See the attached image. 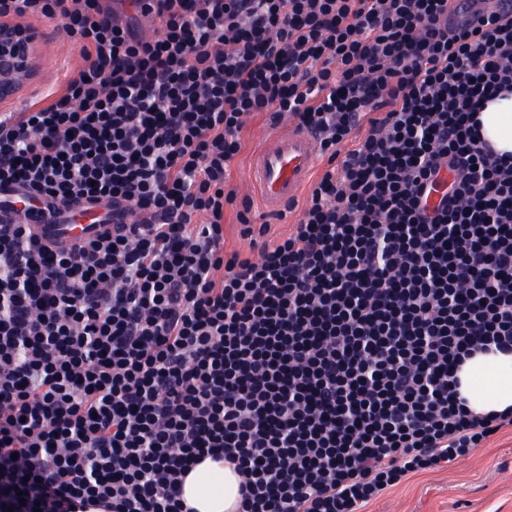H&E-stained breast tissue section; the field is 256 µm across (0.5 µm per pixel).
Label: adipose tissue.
Instances as JSON below:
<instances>
[{
  "instance_id": "obj_1",
  "label": "adipose tissue",
  "mask_w": 512,
  "mask_h": 512,
  "mask_svg": "<svg viewBox=\"0 0 512 512\" xmlns=\"http://www.w3.org/2000/svg\"><path fill=\"white\" fill-rule=\"evenodd\" d=\"M480 117L482 134L498 151L512 153V95L486 105ZM458 391L469 409L483 414L512 407V353L482 351L456 373ZM240 476L213 459L193 468L183 483V498L195 512H234Z\"/></svg>"
}]
</instances>
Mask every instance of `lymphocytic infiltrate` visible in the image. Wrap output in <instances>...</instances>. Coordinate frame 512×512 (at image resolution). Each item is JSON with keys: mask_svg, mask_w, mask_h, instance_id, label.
I'll use <instances>...</instances> for the list:
<instances>
[{"mask_svg": "<svg viewBox=\"0 0 512 512\" xmlns=\"http://www.w3.org/2000/svg\"><path fill=\"white\" fill-rule=\"evenodd\" d=\"M449 2L0 0L80 57L0 114V186L130 218L68 252L0 221V512H187L206 457L238 512H366L512 428L455 375L512 352V156L479 133L512 18ZM257 115L323 162L275 240L230 182Z\"/></svg>", "mask_w": 512, "mask_h": 512, "instance_id": "obj_1", "label": "lymphocytic infiltrate"}]
</instances>
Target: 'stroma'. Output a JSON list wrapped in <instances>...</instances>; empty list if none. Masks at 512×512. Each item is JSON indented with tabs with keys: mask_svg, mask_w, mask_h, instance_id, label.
I'll use <instances>...</instances> for the list:
<instances>
[{
	"mask_svg": "<svg viewBox=\"0 0 512 512\" xmlns=\"http://www.w3.org/2000/svg\"><path fill=\"white\" fill-rule=\"evenodd\" d=\"M41 72L21 91V101L34 93L60 88L69 67L79 60L76 46L52 21L37 24ZM372 512H512V431L503 430L481 448L443 471L412 476L388 490Z\"/></svg>",
	"mask_w": 512,
	"mask_h": 512,
	"instance_id": "35a3bbf8",
	"label": "stroma"
}]
</instances>
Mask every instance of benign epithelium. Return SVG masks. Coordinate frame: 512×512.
Instances as JSON below:
<instances>
[{
  "label": "benign epithelium",
  "instance_id": "7a95c632",
  "mask_svg": "<svg viewBox=\"0 0 512 512\" xmlns=\"http://www.w3.org/2000/svg\"><path fill=\"white\" fill-rule=\"evenodd\" d=\"M41 32L34 26L0 27V101L14 97L39 74Z\"/></svg>",
  "mask_w": 512,
  "mask_h": 512
}]
</instances>
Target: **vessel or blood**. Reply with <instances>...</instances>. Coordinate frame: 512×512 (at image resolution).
Returning <instances> with one entry per match:
<instances>
[{"instance_id": "b4317fda", "label": "vessel or blood", "mask_w": 512, "mask_h": 512, "mask_svg": "<svg viewBox=\"0 0 512 512\" xmlns=\"http://www.w3.org/2000/svg\"><path fill=\"white\" fill-rule=\"evenodd\" d=\"M476 7L473 0H452L449 27L471 24ZM317 152L313 135L284 123L254 155L249 166V190L258 193L265 208L280 209L297 197L313 170ZM0 218L27 224L32 234L49 247L68 249L110 231L112 207L91 202L53 213L43 197L9 186L0 187Z\"/></svg>"}]
</instances>
